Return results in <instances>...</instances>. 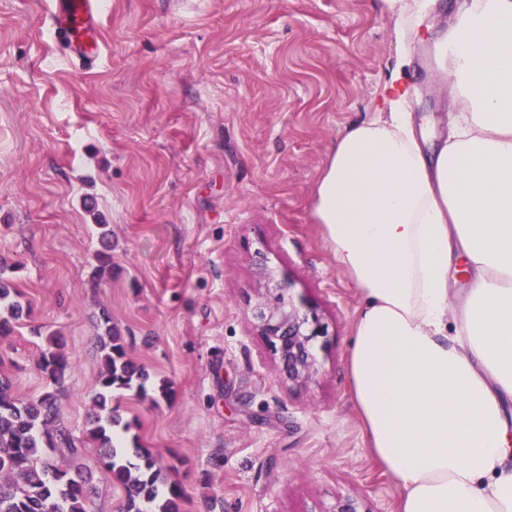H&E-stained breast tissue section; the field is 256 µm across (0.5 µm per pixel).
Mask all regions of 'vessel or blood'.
I'll return each instance as SVG.
<instances>
[{"instance_id":"b4317fda","label":"vessel or blood","mask_w":512,"mask_h":512,"mask_svg":"<svg viewBox=\"0 0 512 512\" xmlns=\"http://www.w3.org/2000/svg\"><path fill=\"white\" fill-rule=\"evenodd\" d=\"M99 0H52L49 16L57 38L70 58L93 67L99 58Z\"/></svg>"}]
</instances>
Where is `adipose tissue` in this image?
<instances>
[{"label": "adipose tissue", "mask_w": 512, "mask_h": 512, "mask_svg": "<svg viewBox=\"0 0 512 512\" xmlns=\"http://www.w3.org/2000/svg\"><path fill=\"white\" fill-rule=\"evenodd\" d=\"M404 55L330 155L314 214L361 296L353 395L398 512H512V0H382ZM455 22L435 29L432 11ZM428 33L459 109L426 154L408 50ZM472 271L461 325L448 276Z\"/></svg>", "instance_id": "1"}]
</instances>
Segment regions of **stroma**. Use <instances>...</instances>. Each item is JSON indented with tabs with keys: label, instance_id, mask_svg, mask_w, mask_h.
<instances>
[{
	"label": "stroma",
	"instance_id": "stroma-1",
	"mask_svg": "<svg viewBox=\"0 0 512 512\" xmlns=\"http://www.w3.org/2000/svg\"><path fill=\"white\" fill-rule=\"evenodd\" d=\"M48 6L0 0V264L30 309L0 335V377L39 396L58 334L60 417L84 439L111 320L149 375L115 395L124 444L161 458L181 512H398L350 386L361 299L314 216L332 146L388 79L394 18L381 0H102L82 70ZM411 55L438 142L455 94L427 39ZM278 282L324 329L304 383L252 315ZM80 461L89 512H120L97 448Z\"/></svg>",
	"mask_w": 512,
	"mask_h": 512
}]
</instances>
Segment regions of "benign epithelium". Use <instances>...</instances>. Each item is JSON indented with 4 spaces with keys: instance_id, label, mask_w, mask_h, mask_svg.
Returning <instances> with one entry per match:
<instances>
[{
    "instance_id": "7a95c632",
    "label": "benign epithelium",
    "mask_w": 512,
    "mask_h": 512,
    "mask_svg": "<svg viewBox=\"0 0 512 512\" xmlns=\"http://www.w3.org/2000/svg\"><path fill=\"white\" fill-rule=\"evenodd\" d=\"M254 318L259 331L278 354L288 379L296 382L308 380L316 365L313 341L323 335L319 320L282 298L273 307H256Z\"/></svg>"
}]
</instances>
